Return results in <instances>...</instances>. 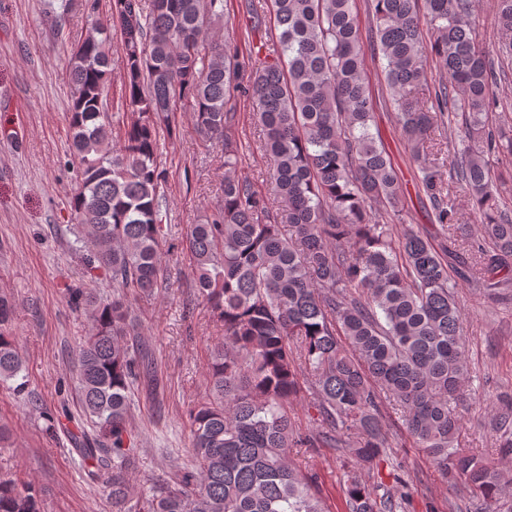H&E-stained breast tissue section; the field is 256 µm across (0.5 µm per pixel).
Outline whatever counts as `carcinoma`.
Masks as SVG:
<instances>
[{
    "label": "carcinoma",
    "mask_w": 512,
    "mask_h": 512,
    "mask_svg": "<svg viewBox=\"0 0 512 512\" xmlns=\"http://www.w3.org/2000/svg\"><path fill=\"white\" fill-rule=\"evenodd\" d=\"M367 9L372 50L419 164L418 192L431 204L432 237L375 219L377 205L399 211L403 188L371 132L354 0H270L278 45H255L246 56L236 41L210 37L224 0H110L109 24L71 49L79 180L70 207L87 266L107 269L112 283L109 293L76 288L69 296L90 320L73 373L92 433L76 448L82 463L100 462L85 476L102 481L112 512H325L313 493L317 473L295 464L292 449L348 448L355 467H368L392 447L394 416L442 478L489 506L507 492L501 468L458 443L468 374L448 236L461 188L483 242L469 247L458 275L487 292L512 284V208L489 163L512 155V139L489 128L492 113L512 110V95L499 91L512 68V0H494L493 49L478 38L476 0H367ZM114 31L123 53L120 129L109 113ZM243 91L270 160L261 173L269 192L238 175L246 146L227 135ZM181 107L200 136L224 138L222 199L182 240L191 302L224 327V342L210 356L208 395L187 413L177 484L145 492L130 479V422L135 398H156L160 382L132 301L154 296L174 249L157 156L161 139L176 136L172 113ZM453 132L474 145L454 155L445 185L440 168ZM12 315L0 296V381L23 392ZM304 392L317 411L305 430L290 413ZM28 397L48 435L65 428ZM495 428L499 452L512 454V407ZM343 494L348 512L398 507L395 495H377L356 474ZM0 512H42L41 491L1 473Z\"/></svg>",
    "instance_id": "carcinoma-1"
}]
</instances>
